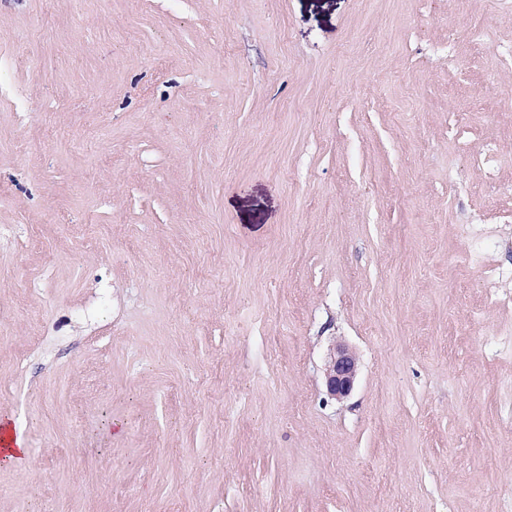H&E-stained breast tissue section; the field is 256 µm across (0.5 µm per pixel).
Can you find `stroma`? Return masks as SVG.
Segmentation results:
<instances>
[{
    "label": "stroma",
    "mask_w": 512,
    "mask_h": 512,
    "mask_svg": "<svg viewBox=\"0 0 512 512\" xmlns=\"http://www.w3.org/2000/svg\"><path fill=\"white\" fill-rule=\"evenodd\" d=\"M3 415L0 512H512V0H0ZM358 373V360L355 353L346 345L334 347L324 365V379L327 394L342 400L352 392ZM2 424L9 434L11 447L9 448L7 444L5 432L0 424V457L2 448H8V453L3 456V463L16 468H24L29 459L26 437L20 429L12 428L7 420H3Z\"/></svg>",
    "instance_id": "obj_1"
}]
</instances>
